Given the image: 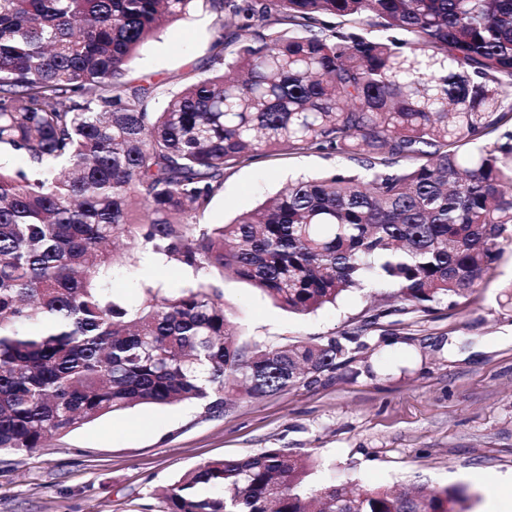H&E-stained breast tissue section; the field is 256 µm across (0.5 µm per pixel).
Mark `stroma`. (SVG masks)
<instances>
[{
	"label": "stroma",
	"instance_id": "35a3bbf8",
	"mask_svg": "<svg viewBox=\"0 0 512 512\" xmlns=\"http://www.w3.org/2000/svg\"><path fill=\"white\" fill-rule=\"evenodd\" d=\"M216 15L208 0L161 30L131 61L133 81L167 82L209 68ZM322 153L277 154L228 172L202 224H224L290 177L347 167ZM115 287L189 282L147 257L113 273ZM512 244L470 303L397 313L385 290L354 292L298 316L233 275L219 286L239 339L281 346L354 336L350 359L286 392L205 412L145 405L81 426L32 455L0 454V512H163L161 489L199 464L285 448L313 463L309 484L345 479L390 490L466 486L470 512L512 497ZM392 314L378 318L377 313Z\"/></svg>",
	"mask_w": 512,
	"mask_h": 512
}]
</instances>
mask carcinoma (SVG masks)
Here are the masks:
<instances>
[{
  "instance_id": "cac0c4a2",
  "label": "carcinoma",
  "mask_w": 512,
  "mask_h": 512,
  "mask_svg": "<svg viewBox=\"0 0 512 512\" xmlns=\"http://www.w3.org/2000/svg\"><path fill=\"white\" fill-rule=\"evenodd\" d=\"M198 0H0V452L106 415L216 412L349 359L354 337L237 341L230 272L295 314L390 287L404 309L466 303L512 242V0H209L212 72L125 79ZM164 98L161 110L154 109ZM325 152L364 173L301 177L200 224L227 172ZM400 159L411 165L396 169ZM148 252L188 286L114 292ZM286 448L211 461L166 512H455L465 489L308 484Z\"/></svg>"
}]
</instances>
